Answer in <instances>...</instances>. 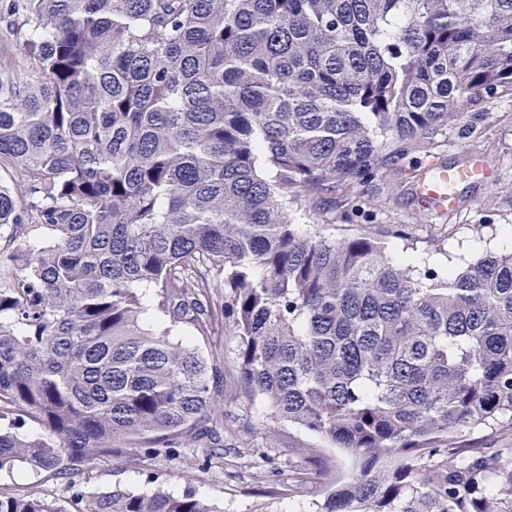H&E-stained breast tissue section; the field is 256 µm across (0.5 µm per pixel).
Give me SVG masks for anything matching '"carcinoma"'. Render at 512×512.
Returning <instances> with one entry per match:
<instances>
[{
  "label": "carcinoma",
  "instance_id": "obj_1",
  "mask_svg": "<svg viewBox=\"0 0 512 512\" xmlns=\"http://www.w3.org/2000/svg\"><path fill=\"white\" fill-rule=\"evenodd\" d=\"M4 21L33 68L0 74V228L47 242L0 287V470L65 479L76 512H217L80 485L224 416L170 338L222 288L271 427L354 462L315 512H512V252L438 270L290 212L512 93V0H8ZM0 512L68 510L0 488Z\"/></svg>",
  "mask_w": 512,
  "mask_h": 512
}]
</instances>
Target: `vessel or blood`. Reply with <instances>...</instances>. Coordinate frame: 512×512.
I'll return each mask as SVG.
<instances>
[{
    "mask_svg": "<svg viewBox=\"0 0 512 512\" xmlns=\"http://www.w3.org/2000/svg\"><path fill=\"white\" fill-rule=\"evenodd\" d=\"M484 176L481 167L463 165L424 167L414 184L415 194L424 209L433 213L454 211L457 207L458 188L461 184L476 181Z\"/></svg>",
    "mask_w": 512,
    "mask_h": 512,
    "instance_id": "vessel-or-blood-1",
    "label": "vessel or blood"
}]
</instances>
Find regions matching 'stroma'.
Listing matches in <instances>:
<instances>
[{"label": "stroma", "mask_w": 512, "mask_h": 512, "mask_svg": "<svg viewBox=\"0 0 512 512\" xmlns=\"http://www.w3.org/2000/svg\"><path fill=\"white\" fill-rule=\"evenodd\" d=\"M464 110L465 118L449 120L433 146L411 152L401 170H381L371 186L352 184L315 202L300 201L293 208L295 222L305 229L320 225L325 234L338 238L372 234L396 255L404 242L394 232L403 227L414 241L417 257L441 269L505 252L500 235L504 228H512V94L483 96ZM433 161L452 166L475 161L485 171L483 181L460 187L459 206L453 212L429 214L415 198V176ZM209 308L208 334L180 326L171 337L200 348L212 368L214 386L233 422L232 428L218 433L223 455L210 458L207 466L192 467L193 458L205 450L202 443L185 437L173 453L158 456L147 467L125 457L91 462L84 490L118 487L149 494L159 487L179 494L189 488L219 512H260L268 505L275 512H312L328 473L350 474L351 459L292 426L269 433L264 403L246 393L237 371L236 341L224 317L223 294L210 296ZM301 470L312 481L297 489L290 475ZM32 486L63 504L72 500L65 482L51 474L37 475L20 465L0 472V487L22 493Z\"/></svg>", "instance_id": "35a3bbf8"}]
</instances>
